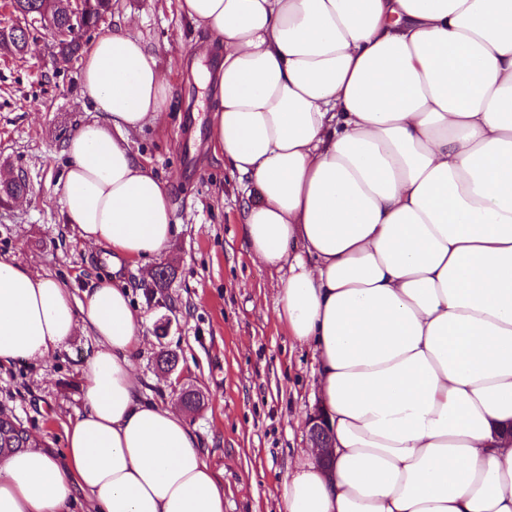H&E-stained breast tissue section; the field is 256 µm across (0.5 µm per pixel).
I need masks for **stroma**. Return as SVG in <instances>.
Segmentation results:
<instances>
[{
  "instance_id": "obj_1",
  "label": "stroma",
  "mask_w": 512,
  "mask_h": 512,
  "mask_svg": "<svg viewBox=\"0 0 512 512\" xmlns=\"http://www.w3.org/2000/svg\"><path fill=\"white\" fill-rule=\"evenodd\" d=\"M127 18L171 87L164 124L133 134L128 148L167 182L179 226L163 256L175 267L168 288L150 290L138 264L118 274L145 317L135 361L141 392L176 403L183 389L200 390L204 407L185 418L224 482V512H276V488L309 445L316 363L278 320L282 275L254 263L238 221L241 193L209 144L210 91L200 76L215 61L198 53L209 34L178 14L176 0H112L88 42ZM51 46L39 27L24 55L0 51V176L28 183L26 193L0 202V255L35 264L81 299L111 268V252L65 224L56 183L65 141L95 109L82 97L81 59L53 62ZM92 348L80 334L39 362L0 367V409L44 447L64 448L66 427L83 411ZM163 350L177 353L175 371L158 368Z\"/></svg>"
}]
</instances>
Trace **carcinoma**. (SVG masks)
Wrapping results in <instances>:
<instances>
[{
  "instance_id": "obj_1",
  "label": "carcinoma",
  "mask_w": 512,
  "mask_h": 512,
  "mask_svg": "<svg viewBox=\"0 0 512 512\" xmlns=\"http://www.w3.org/2000/svg\"><path fill=\"white\" fill-rule=\"evenodd\" d=\"M15 11L28 13L30 17L49 16L54 27L68 35L58 40V55L67 61L79 54L84 47L82 34L97 26L102 15L112 7V0H92V7L78 23L79 33L72 34L73 24L67 14V9L60 6L57 0H11ZM28 34L21 30L7 37L0 36V50L21 52L27 45ZM41 441L33 437L15 416L0 411V456L7 455L22 448L38 446Z\"/></svg>"
}]
</instances>
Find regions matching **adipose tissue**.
<instances>
[{"mask_svg": "<svg viewBox=\"0 0 512 512\" xmlns=\"http://www.w3.org/2000/svg\"><path fill=\"white\" fill-rule=\"evenodd\" d=\"M212 36L210 139L251 254L287 269L277 317L312 347L330 468L300 449L277 512H512V0H178ZM100 109L66 142L63 216L113 266L172 241L168 185L127 147L169 86L130 24L82 64ZM66 447L0 458V512H224L180 407L134 371L144 317L0 257V365L78 331Z\"/></svg>", "mask_w": 512, "mask_h": 512, "instance_id": "ef3b65f1", "label": "adipose tissue"}]
</instances>
